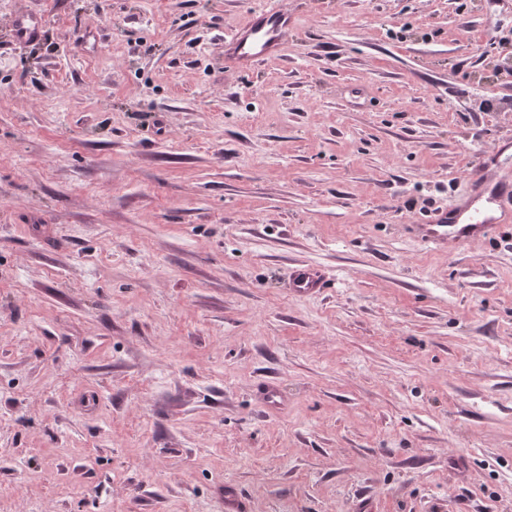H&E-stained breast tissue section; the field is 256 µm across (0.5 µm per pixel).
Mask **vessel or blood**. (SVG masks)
Here are the masks:
<instances>
[{
	"label": "vessel or blood",
	"mask_w": 512,
	"mask_h": 512,
	"mask_svg": "<svg viewBox=\"0 0 512 512\" xmlns=\"http://www.w3.org/2000/svg\"><path fill=\"white\" fill-rule=\"evenodd\" d=\"M290 21L282 0H266L243 25L225 35V65L248 72L279 57L288 42ZM506 151L498 145L485 152L483 164L467 178L466 197L435 208L422 223L408 225V235L425 247L453 253L489 237L499 224L512 219V180L499 174ZM289 283L293 292L311 295L324 288L326 280L318 269L301 265L291 269Z\"/></svg>",
	"instance_id": "obj_1"
}]
</instances>
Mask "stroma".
<instances>
[{
  "label": "stroma",
  "instance_id": "1",
  "mask_svg": "<svg viewBox=\"0 0 512 512\" xmlns=\"http://www.w3.org/2000/svg\"><path fill=\"white\" fill-rule=\"evenodd\" d=\"M258 5L0 0V512H512V222L404 230L512 142V16L288 0L240 77ZM291 13L282 1L252 10L248 20L224 36V66L248 72L279 57L288 44ZM292 291L302 295H311L325 287L326 280L321 272L311 266H295L289 274Z\"/></svg>",
  "mask_w": 512,
  "mask_h": 512
}]
</instances>
